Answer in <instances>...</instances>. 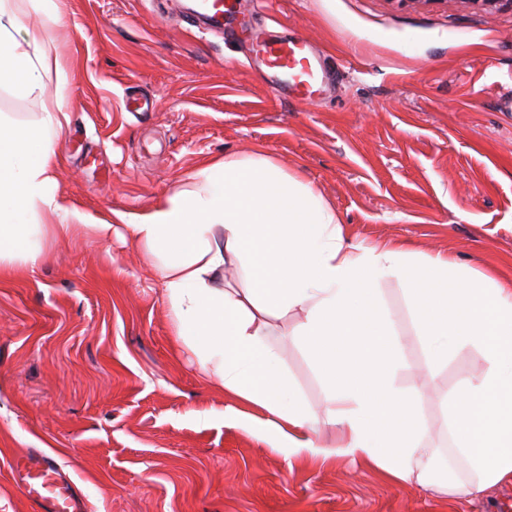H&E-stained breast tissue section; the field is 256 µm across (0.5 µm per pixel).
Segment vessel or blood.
<instances>
[{
  "label": "vessel or blood",
  "instance_id": "1",
  "mask_svg": "<svg viewBox=\"0 0 512 512\" xmlns=\"http://www.w3.org/2000/svg\"><path fill=\"white\" fill-rule=\"evenodd\" d=\"M255 56L264 63L267 85L285 98L307 99L324 84L322 68L310 56L306 46L256 38ZM14 479L34 497L42 512H81L80 498L71 480L55 460L43 453L27 455L15 463Z\"/></svg>",
  "mask_w": 512,
  "mask_h": 512
}]
</instances>
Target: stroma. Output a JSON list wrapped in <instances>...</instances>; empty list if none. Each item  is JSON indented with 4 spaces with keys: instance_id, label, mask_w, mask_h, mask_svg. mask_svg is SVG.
Listing matches in <instances>:
<instances>
[{
    "instance_id": "1",
    "label": "stroma",
    "mask_w": 512,
    "mask_h": 512,
    "mask_svg": "<svg viewBox=\"0 0 512 512\" xmlns=\"http://www.w3.org/2000/svg\"><path fill=\"white\" fill-rule=\"evenodd\" d=\"M49 35L67 73L56 144L68 201L112 225L59 238L0 282V512H39L13 459L38 451L73 481L83 512H512V487L473 502L393 481L336 456L287 461L225 418L234 397L177 341L161 283L120 214L150 210L206 160L265 151L336 212L344 235L453 255L512 280V12L462 0H227L224 26L193 0H55ZM310 44L333 81L286 100L251 59L254 35ZM149 99L131 112L128 98ZM398 335L396 386L418 393L440 470L454 431L439 398L476 377L471 346L432 362L397 281L378 285ZM273 319L270 344L324 417L320 367Z\"/></svg>"
}]
</instances>
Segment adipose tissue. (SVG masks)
I'll return each mask as SVG.
<instances>
[{"label":"adipose tissue","mask_w":512,"mask_h":512,"mask_svg":"<svg viewBox=\"0 0 512 512\" xmlns=\"http://www.w3.org/2000/svg\"><path fill=\"white\" fill-rule=\"evenodd\" d=\"M50 72L65 86L46 43L23 35L16 0H0V87L42 107L33 126L0 114V280L45 259L43 214L59 217V237L75 224L112 235L60 191ZM126 225L162 280L175 336L237 400L232 416L288 459L338 454L391 479L439 484L415 396L392 382L400 344L376 288L392 279L406 288L433 359L468 344L483 360L477 377L441 397L462 466L448 476L449 494L467 502L512 483V282L468 272L446 254L418 261L400 245L348 241L321 193L260 151L211 160ZM229 264L243 269L242 286L226 282ZM291 312L302 313L294 333L323 375L330 409L321 428L266 339L272 318Z\"/></svg>","instance_id":"ef3b65f1"}]
</instances>
